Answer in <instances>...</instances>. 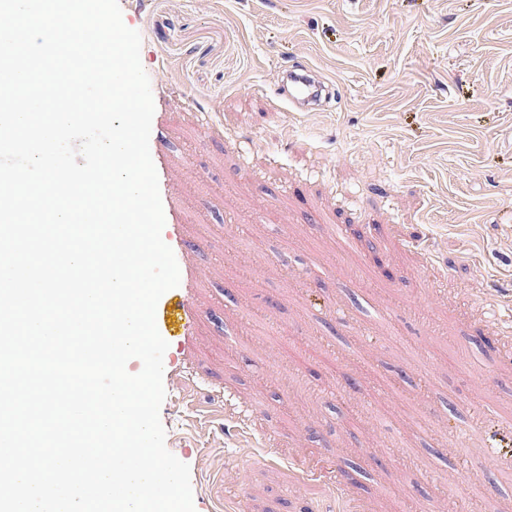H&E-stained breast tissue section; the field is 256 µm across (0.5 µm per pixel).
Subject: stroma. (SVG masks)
Here are the masks:
<instances>
[{
	"label": "stroma",
	"mask_w": 512,
	"mask_h": 512,
	"mask_svg": "<svg viewBox=\"0 0 512 512\" xmlns=\"http://www.w3.org/2000/svg\"><path fill=\"white\" fill-rule=\"evenodd\" d=\"M119 5L168 171L162 238L204 278L164 356L199 385L164 377L160 410L195 512H512L467 491L484 446L460 467L428 416L512 415V365L478 348L486 319L512 332V0ZM304 66L330 94L292 112L278 74ZM215 385L249 417H222ZM340 460L361 470L343 487Z\"/></svg>",
	"instance_id": "35a3bbf8"
}]
</instances>
